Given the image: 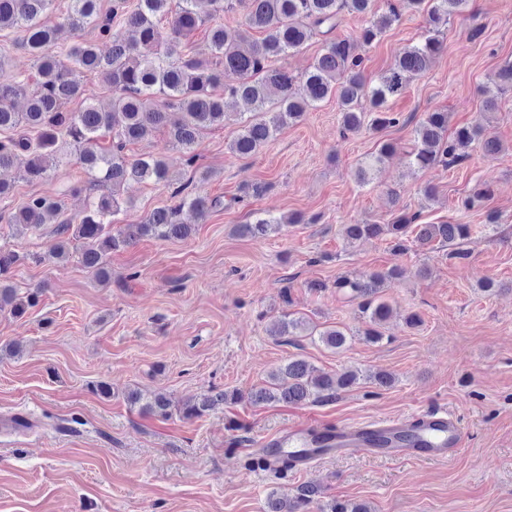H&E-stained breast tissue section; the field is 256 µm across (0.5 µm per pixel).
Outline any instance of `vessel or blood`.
<instances>
[{"mask_svg":"<svg viewBox=\"0 0 512 512\" xmlns=\"http://www.w3.org/2000/svg\"><path fill=\"white\" fill-rule=\"evenodd\" d=\"M389 439L387 447L379 449L385 458H414L448 461L462 447L464 436L457 422L447 412L431 410L407 423L393 420L368 428L365 426H336L318 429L299 424L282 431L269 445L274 452L268 457L270 467H278L281 453L302 452V466H309L321 456V447H328L330 455L342 456L355 451L370 452L366 440L368 432Z\"/></svg>","mask_w":512,"mask_h":512,"instance_id":"obj_1","label":"vessel or blood"}]
</instances>
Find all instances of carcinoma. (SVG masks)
I'll return each instance as SVG.
<instances>
[{
    "mask_svg": "<svg viewBox=\"0 0 512 512\" xmlns=\"http://www.w3.org/2000/svg\"><path fill=\"white\" fill-rule=\"evenodd\" d=\"M55 0H0V33L22 29L20 47L36 61L31 78H19L7 72L6 57L0 54V170L17 167L30 182L50 177L51 171L73 156L91 176L99 193L73 224L71 219L58 222V241L48 260L60 267L71 257L70 245L81 243L78 259L103 282L111 278L108 255L128 247L144 236L161 240L186 239L194 226L184 224L179 215L187 207L199 216L223 206L219 197L185 193L187 186L176 187L173 206L157 208L138 224H124L112 231L115 216L123 211L119 190L129 182L173 184V175L164 159L156 156L131 159L127 147L155 128L167 129L169 143L183 153L189 167L196 162V147L202 132L224 125L228 120L227 101L244 103L262 118L242 123L229 144L232 154L251 157L258 153L290 122H295L323 100L336 96L344 133H357L364 127L378 131L400 123V116L384 110L388 99L404 93L416 77L424 74L431 61L444 50V30L451 18L468 11L470 0H386L387 11L370 20L353 39L338 38L333 32L344 14H366L371 0H139L133 10L124 0L112 6V14L103 15L98 0H70L61 21L47 25L43 16ZM427 6L429 28L424 39L403 48L393 66L376 84L364 75L363 57L357 45L372 43L394 22L404 9ZM239 10L244 29L230 35L218 22L221 14ZM136 32L127 40L112 31L115 18ZM208 27L213 60L184 53L183 42L199 28ZM92 27L112 41V48L101 53L96 45L77 38L76 33ZM260 30L266 36L246 51L240 43L248 32ZM316 36L324 38L322 53L303 74L296 76L276 62L299 50ZM232 72L238 80L224 83V73ZM101 75L112 88V108L102 110L83 102L76 112L63 107L81 95V76ZM484 124L458 129L447 137L448 113H425L414 128L411 147L406 151L411 167L424 171L453 167L467 158V150L477 143L487 154H496L500 142L485 134ZM396 150L389 141L379 143L377 153L362 162L355 177L370 181L374 168ZM63 202L57 197H31L0 220L26 230H38L52 217L61 214ZM418 214H402L390 224H345L343 237L352 242L389 237L393 250L405 253L408 243L427 245L464 240L470 235L467 224H418ZM300 219L263 217L238 224L234 232L261 238L283 224H297ZM21 258L14 252L0 250V311L23 316L37 305L42 288L24 294L10 284ZM397 270L375 271L359 277L340 276L336 288L358 302L370 328L364 336L371 342L384 339L382 326L391 309L382 299V288L396 279ZM279 336H310L326 347L340 350L348 333L337 326L319 331L309 329L300 318L283 316L278 321ZM367 378L380 387L393 382L383 372L362 374L354 368L329 374L311 373L307 362L293 357L269 374L268 385L250 393L255 404L327 402L339 392ZM236 391H217L198 400H189L179 409L185 419L200 418L218 405L238 403ZM128 402L141 404L143 412L161 418L171 416L166 396L144 398L131 391ZM320 490L303 485L289 499L270 496L268 512H310Z\"/></svg>",
    "mask_w": 512,
    "mask_h": 512,
    "instance_id": "1",
    "label": "carcinoma"
}]
</instances>
